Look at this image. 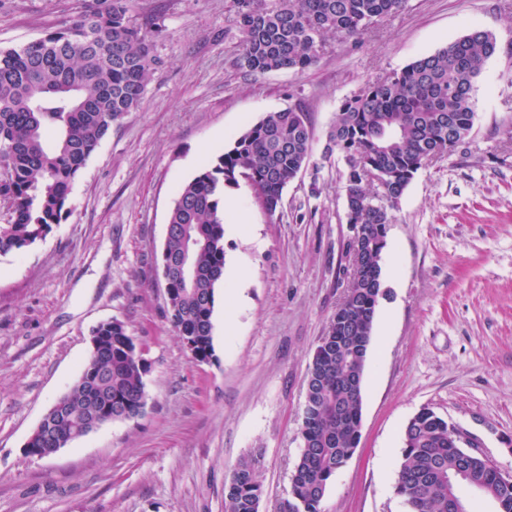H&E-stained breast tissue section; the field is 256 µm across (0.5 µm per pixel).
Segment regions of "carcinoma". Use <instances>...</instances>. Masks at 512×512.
Segmentation results:
<instances>
[{
  "instance_id": "1",
  "label": "carcinoma",
  "mask_w": 512,
  "mask_h": 512,
  "mask_svg": "<svg viewBox=\"0 0 512 512\" xmlns=\"http://www.w3.org/2000/svg\"><path fill=\"white\" fill-rule=\"evenodd\" d=\"M241 40L238 64L250 73L303 72L315 65L325 39L357 43L376 22L408 0H232ZM154 23H136L128 0H81L77 15L19 48H0V255L21 253L46 238L69 212L71 187L91 155L124 115L137 109L159 58ZM501 53L497 37L471 28L399 71L364 83L345 99L325 154L344 166L347 223L363 232L361 267L347 252L351 280L308 367L290 497L297 512H322L336 472L358 447L363 380L377 308L384 299L388 226L415 174L452 154L471 135L476 83ZM313 132L300 105L269 112L248 126L175 199L163 250L172 263L167 315L197 361L213 356L212 317L224 273V192L245 183L274 216L283 189L310 161ZM199 269L183 281L185 252ZM98 359L55 402L28 439L31 448H62L87 434L103 409L133 420L146 406L148 363L124 324L98 325ZM452 422L430 408L405 427L395 494L406 512H469L457 493L477 486L512 512V482L488 461L466 455L448 439ZM261 454L236 464L224 512H260Z\"/></svg>"
}]
</instances>
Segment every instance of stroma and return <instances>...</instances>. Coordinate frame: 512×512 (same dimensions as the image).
Wrapping results in <instances>:
<instances>
[{
    "instance_id": "obj_1",
    "label": "stroma",
    "mask_w": 512,
    "mask_h": 512,
    "mask_svg": "<svg viewBox=\"0 0 512 512\" xmlns=\"http://www.w3.org/2000/svg\"><path fill=\"white\" fill-rule=\"evenodd\" d=\"M77 0H0V47L69 20ZM160 59L45 240L0 256V512H224L238 460L261 449V512L287 497L308 365L349 279L352 230L335 157L343 100L478 27L512 42V0H408L359 47L329 40L301 73L236 63L231 0H129ZM302 104L307 168L268 215L235 187L256 238L224 233L225 271L250 278L232 321L217 298L214 356L196 362L166 312L161 252L181 188L266 113ZM468 144L418 171L394 210L363 383L361 439L323 512H406L394 493L404 429L422 408L462 425L512 477V57L491 59ZM121 321L149 365L147 403L47 457L25 444L78 380L92 331Z\"/></svg>"
}]
</instances>
